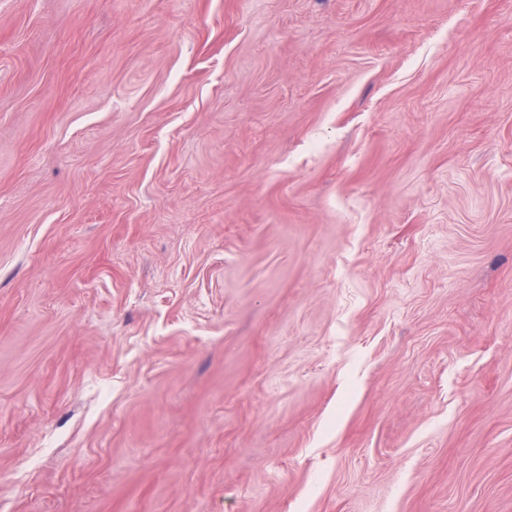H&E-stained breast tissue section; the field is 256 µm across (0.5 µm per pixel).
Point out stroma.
Wrapping results in <instances>:
<instances>
[{"mask_svg": "<svg viewBox=\"0 0 512 512\" xmlns=\"http://www.w3.org/2000/svg\"><path fill=\"white\" fill-rule=\"evenodd\" d=\"M0 512H512V0H0Z\"/></svg>", "mask_w": 512, "mask_h": 512, "instance_id": "stroma-1", "label": "stroma"}]
</instances>
